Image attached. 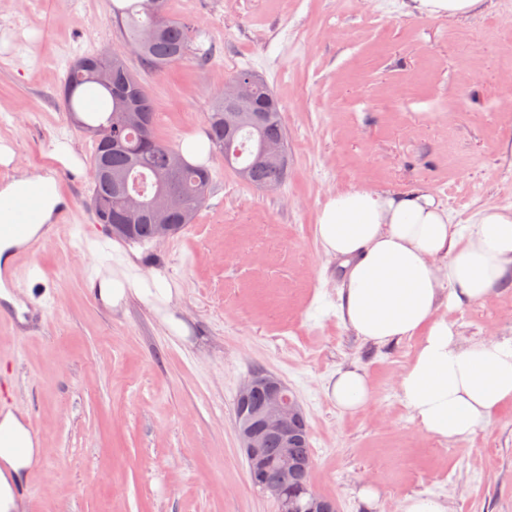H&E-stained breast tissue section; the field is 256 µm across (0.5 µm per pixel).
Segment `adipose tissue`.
Masks as SVG:
<instances>
[{"label": "adipose tissue", "instance_id": "ef3b65f1", "mask_svg": "<svg viewBox=\"0 0 512 512\" xmlns=\"http://www.w3.org/2000/svg\"><path fill=\"white\" fill-rule=\"evenodd\" d=\"M487 2L409 0L408 8L428 18L460 20L484 11ZM22 202L35 206L39 223H49L62 205L54 172L22 173L1 184L0 223ZM316 237L327 257L352 260L339 289L338 312L356 336L378 345L419 337L398 382L401 401L419 429L458 442L485 428L512 400V338L461 343L454 324L437 311L512 288V210L488 207L456 224L425 189H349L326 200ZM131 292L165 304L172 297L167 288L101 275L98 294L105 305L119 307ZM328 393L346 412L364 408L370 399L368 379L356 367L337 371ZM0 431L16 441L15 447H0V512H24L13 485L41 449L22 414H0Z\"/></svg>", "mask_w": 512, "mask_h": 512}]
</instances>
